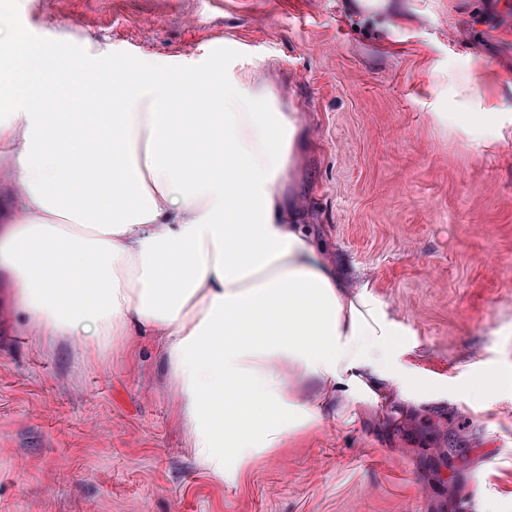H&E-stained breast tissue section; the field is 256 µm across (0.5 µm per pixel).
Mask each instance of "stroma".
<instances>
[{
    "instance_id": "stroma-1",
    "label": "stroma",
    "mask_w": 512,
    "mask_h": 512,
    "mask_svg": "<svg viewBox=\"0 0 512 512\" xmlns=\"http://www.w3.org/2000/svg\"><path fill=\"white\" fill-rule=\"evenodd\" d=\"M0 25L224 70L295 113L276 189L367 286L401 384L214 481L153 337L37 343L0 274V512H512V0H0ZM482 483L473 486L474 473Z\"/></svg>"
}]
</instances>
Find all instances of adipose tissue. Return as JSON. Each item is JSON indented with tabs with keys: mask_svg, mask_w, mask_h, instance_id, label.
<instances>
[{
	"mask_svg": "<svg viewBox=\"0 0 512 512\" xmlns=\"http://www.w3.org/2000/svg\"><path fill=\"white\" fill-rule=\"evenodd\" d=\"M9 47L0 168L17 192L0 269L37 341L100 360L157 337L176 420L219 482L227 461L314 430L327 402L373 393L387 372L373 301L275 189L292 115L210 68L102 50L103 71L80 76L24 36Z\"/></svg>",
	"mask_w": 512,
	"mask_h": 512,
	"instance_id": "1",
	"label": "adipose tissue"
}]
</instances>
